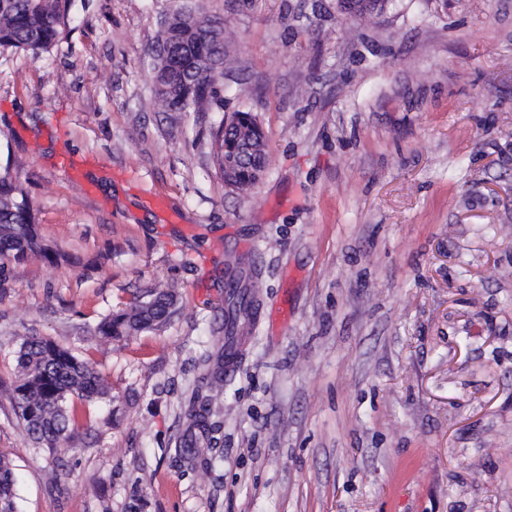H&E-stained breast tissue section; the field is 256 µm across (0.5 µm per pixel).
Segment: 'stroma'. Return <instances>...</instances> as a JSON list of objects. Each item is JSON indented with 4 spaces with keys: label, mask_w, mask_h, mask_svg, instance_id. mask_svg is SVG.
I'll return each mask as SVG.
<instances>
[{
    "label": "stroma",
    "mask_w": 512,
    "mask_h": 512,
    "mask_svg": "<svg viewBox=\"0 0 512 512\" xmlns=\"http://www.w3.org/2000/svg\"><path fill=\"white\" fill-rule=\"evenodd\" d=\"M203 5L229 23L220 110L154 99L144 59L174 0H68L40 59L0 48V168L71 257L10 262L0 285L20 512H512V0ZM238 110L269 156L248 193L212 158ZM228 252L253 254L258 311L211 406L223 444L186 459ZM158 282L165 326L92 336ZM27 334L107 387L52 448L15 415Z\"/></svg>",
    "instance_id": "obj_1"
}]
</instances>
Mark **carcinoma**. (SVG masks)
Returning a JSON list of instances; mask_svg holds the SVG:
<instances>
[{
    "label": "carcinoma",
    "instance_id": "carcinoma-1",
    "mask_svg": "<svg viewBox=\"0 0 512 512\" xmlns=\"http://www.w3.org/2000/svg\"><path fill=\"white\" fill-rule=\"evenodd\" d=\"M389 0H353V13L371 17L382 13ZM194 13V25L187 32L180 17ZM65 10L63 0H0V48L16 49L37 58L49 51L61 33ZM224 19L207 14L202 7L179 6L170 12V22L161 27L147 52L146 66L152 75L154 98L167 110L210 112L222 108L221 83L228 45L216 39V25ZM242 130L219 128L214 135L213 162L226 185L248 192L257 184V174L266 171L268 152L265 135L251 113H241ZM252 135L254 160H239V139ZM40 255L51 261L65 255L39 234L27 193L10 167L0 170V280L6 278L4 263ZM224 325L235 327L240 315L253 319L257 305L258 274L248 272L237 256L224 260ZM176 295L160 285L149 288L125 309L104 317L93 335L106 338L132 336L158 328L173 314ZM16 383L13 401L19 422L38 444L54 446L77 422L70 401L90 402L105 395L102 379L88 360L43 336L22 337L15 354ZM203 369L188 416L190 429L181 437L183 451L194 447L196 435L215 448L220 427L211 421V405L224 392V347L204 351L199 358ZM0 512H18L15 477L11 461L0 456Z\"/></svg>",
    "mask_w": 512,
    "mask_h": 512
}]
</instances>
